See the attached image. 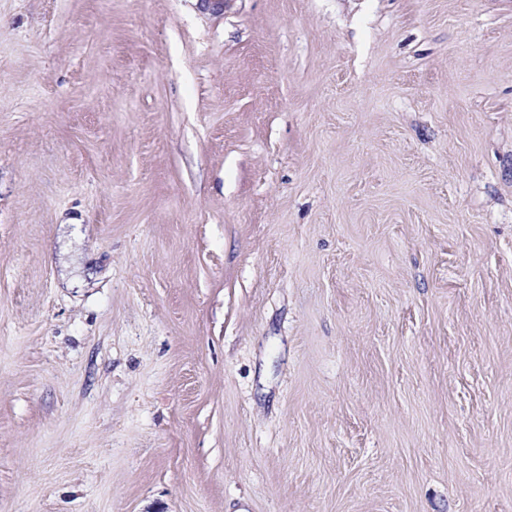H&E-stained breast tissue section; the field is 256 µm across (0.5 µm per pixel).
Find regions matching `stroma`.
<instances>
[{
  "mask_svg": "<svg viewBox=\"0 0 512 512\" xmlns=\"http://www.w3.org/2000/svg\"><path fill=\"white\" fill-rule=\"evenodd\" d=\"M0 512H512V0H0Z\"/></svg>",
  "mask_w": 512,
  "mask_h": 512,
  "instance_id": "obj_1",
  "label": "stroma"
}]
</instances>
